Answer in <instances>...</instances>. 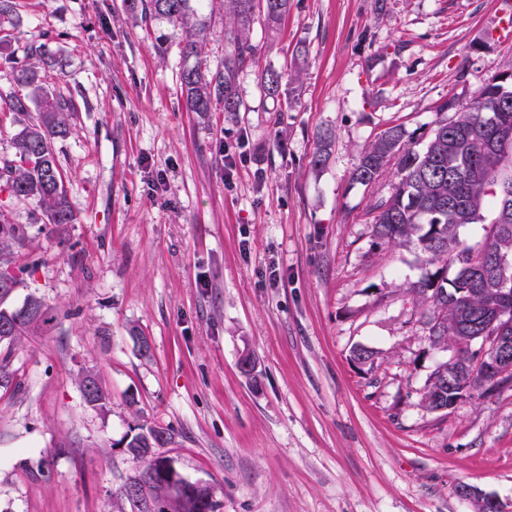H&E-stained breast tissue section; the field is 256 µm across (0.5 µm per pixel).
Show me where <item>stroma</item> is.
<instances>
[{
	"mask_svg": "<svg viewBox=\"0 0 512 512\" xmlns=\"http://www.w3.org/2000/svg\"><path fill=\"white\" fill-rule=\"evenodd\" d=\"M16 2L0 89L46 48V86L75 104L53 144L75 220L0 193L27 232L8 305L34 295L58 316L0 346V512H141L118 491L142 469L126 448L142 426L169 434L157 455L216 512H474L459 484L512 502V386L427 410L450 352L410 287L437 265L374 244L392 175L349 181L387 126L428 135L444 100L512 71V0H292L275 36L258 19L251 39L261 65L299 72L296 105L248 66L234 116L186 110L167 21H133L123 0Z\"/></svg>",
	"mask_w": 512,
	"mask_h": 512,
	"instance_id": "35a3bbf8",
	"label": "stroma"
}]
</instances>
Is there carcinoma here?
I'll return each mask as SVG.
<instances>
[{"mask_svg":"<svg viewBox=\"0 0 512 512\" xmlns=\"http://www.w3.org/2000/svg\"><path fill=\"white\" fill-rule=\"evenodd\" d=\"M216 3L231 24L230 47L224 70L211 73L206 66V26L199 13ZM124 5L135 21L165 19L180 32L183 55L195 60L180 74L188 111L205 115L218 102L229 115L241 111L237 77L247 64L257 66L255 80L264 95H281L285 74L257 65V46L250 40V31L259 16L267 31L276 33L291 8L290 0H124ZM16 16L15 0H0V28L15 25ZM45 55L41 47L30 50L27 57L32 63L14 77L30 89L29 95L0 93V110L25 114L33 101L38 111L37 120L24 125L13 138L16 162L0 168V191L18 201L35 202L50 224H71L74 217L53 142L66 133L65 114L74 111V105L43 87L35 61ZM498 78L493 75L467 99L453 96L441 103L437 112L442 118L425 142L401 124L387 127L364 148L350 175L351 183L365 187L388 171L396 176L393 192L375 203L372 236L378 244H413L443 264L442 270L413 284L411 291L431 303L435 315L452 317L462 308L468 310V320L448 323L437 341L455 347L478 386L488 378L469 349L470 337L495 335L484 315L499 288H508L512 303V269L504 283L499 266L501 257L512 262V83L503 84ZM489 209L494 217L486 243L478 249L463 244L460 228L484 221ZM24 238L23 225L11 223L0 210V264L9 262L11 248ZM448 267L454 268L451 278L443 274ZM6 302L0 293V321H12L8 330H0V343L13 344L56 320L37 297L27 299L33 308L29 316L25 308L12 309ZM79 387L89 405L105 407L108 395L98 382L90 389L83 377ZM161 433L150 427L127 443L128 451L144 467L120 494L143 501V512H215L208 487L184 478L173 481L168 458L149 450L147 440Z\"/></svg>","mask_w":512,"mask_h":512,"instance_id":"obj_1","label":"carcinoma"}]
</instances>
